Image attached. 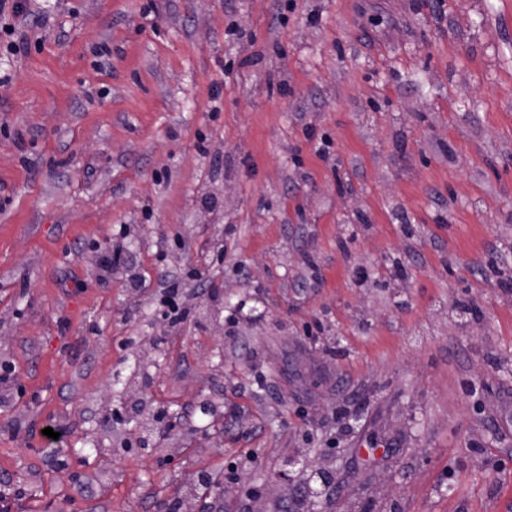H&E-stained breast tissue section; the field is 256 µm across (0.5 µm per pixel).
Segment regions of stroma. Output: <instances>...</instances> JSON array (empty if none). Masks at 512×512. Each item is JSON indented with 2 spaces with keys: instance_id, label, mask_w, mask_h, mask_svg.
<instances>
[{
  "instance_id": "stroma-1",
  "label": "stroma",
  "mask_w": 512,
  "mask_h": 512,
  "mask_svg": "<svg viewBox=\"0 0 512 512\" xmlns=\"http://www.w3.org/2000/svg\"><path fill=\"white\" fill-rule=\"evenodd\" d=\"M14 24L5 512H165L201 471L234 478L219 512H306L292 457L329 462L327 512H512V0H27ZM159 407L177 437L132 446Z\"/></svg>"
}]
</instances>
